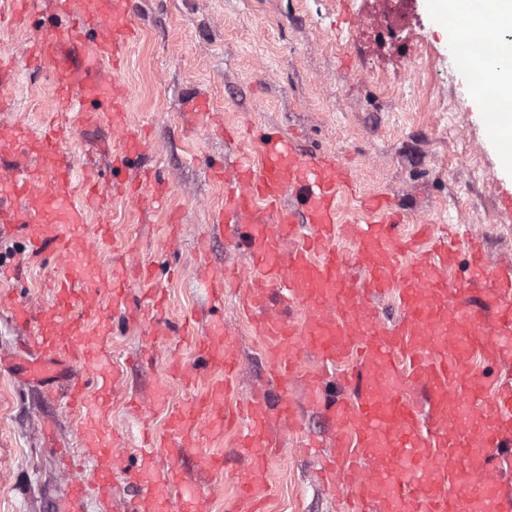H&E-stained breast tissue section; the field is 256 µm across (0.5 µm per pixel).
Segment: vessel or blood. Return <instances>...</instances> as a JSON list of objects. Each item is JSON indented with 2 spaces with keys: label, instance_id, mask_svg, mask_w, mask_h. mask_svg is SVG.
<instances>
[{
  "label": "vessel or blood",
  "instance_id": "vessel-or-blood-1",
  "mask_svg": "<svg viewBox=\"0 0 512 512\" xmlns=\"http://www.w3.org/2000/svg\"><path fill=\"white\" fill-rule=\"evenodd\" d=\"M67 24L31 39L22 54L0 52V107L6 103V76L18 59L52 72L62 111L79 121H108L119 136L113 165L122 168L146 148L132 129L128 84L118 78L137 31L131 0H55ZM37 0H5L0 27L24 26ZM487 31H475L461 45L497 83L502 60L486 56ZM63 126L50 117L39 133L23 125L0 127V233L20 236L32 255L52 254L64 273L54 279L57 302L32 316L15 306L13 319L24 337L10 362L24 366L29 379L47 382L67 376L70 356L82 353L84 374L101 395L111 393L116 376L102 342L89 339L86 321L98 320L99 304L86 293L91 276L71 245L91 208L105 209L91 173H75L55 140ZM227 190L218 223L237 227L247 263L234 273L211 271L207 282L216 301L250 286L242 303L279 375L293 373L280 345L299 338L319 360L309 374L310 405L323 406L339 430L336 461L321 480L331 491L353 493L352 512H502L497 482L512 477V382L465 372L473 355L494 364L512 361V265L495 263L479 248L469 253L470 282L491 281L487 306L496 315L463 307L465 289L452 287L459 234L435 232L427 222L414 234L384 199L365 198L378 220L340 222L337 191L353 173L335 157L304 154L285 135L254 140L232 171L216 169ZM356 248L365 276L352 280L336 252V237ZM394 294L399 319L379 322L366 293ZM236 369L232 341L214 326L189 372L186 384L213 371L223 372L204 396L183 404L169 418L188 447L201 448L236 429L239 446L255 470L240 490L243 503L263 500L269 491L268 461L275 447L267 416L257 402L226 412L224 398ZM343 375L356 400L330 395L327 381ZM67 400L83 412L85 444L100 461L97 489L112 482L115 442L103 428L100 399L84 398L78 377H70ZM166 443L144 437L129 474L133 494L127 512H203L212 497L208 486L184 488L175 469L159 471L156 458ZM371 458V477H362L358 457Z\"/></svg>",
  "mask_w": 512,
  "mask_h": 512
}]
</instances>
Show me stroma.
<instances>
[{"label":"stroma","instance_id":"stroma-1","mask_svg":"<svg viewBox=\"0 0 512 512\" xmlns=\"http://www.w3.org/2000/svg\"><path fill=\"white\" fill-rule=\"evenodd\" d=\"M373 2L133 0L138 37L120 77L132 90L131 123L148 132L144 163L167 186V204L113 199L112 245L95 247V215L75 237L77 254L97 275L91 290L96 300L109 302L112 267L128 260L151 272L149 280L130 281L132 292L163 289L168 317L193 319L196 334L218 321L231 329L239 374L228 407L258 392L292 400L297 428L270 422L282 451L270 464L264 512H348L350 503L322 485L321 456L297 452L304 440L328 446L337 435L336 425L304 398L301 375L313 367V355L297 344L285 347L299 373L275 381L239 296L214 303L198 278L200 267L232 268L244 260L232 228L212 222L224 205V185L210 178V166H232L250 136L273 127L297 135L305 152L338 156L355 172L360 192L389 195L407 220L471 228L492 261H512V208L499 200L501 163L484 120L486 101L449 52L447 27L428 0H403L408 23L374 33L361 15ZM57 21L52 0H41L27 26L0 29V51L19 49ZM420 38L435 57L432 83L425 87L414 85L408 70ZM10 85L11 108L0 112V123L38 124L53 104L50 76L23 65ZM194 96L208 99L211 123L184 111L183 102ZM112 140L108 124H78L61 147L75 168L95 163L105 187L114 173L103 148ZM129 240L136 250L128 256L119 247ZM58 273V264L45 258L0 291L47 308L54 302L48 283ZM107 323L112 365L120 372L109 401L111 427L127 439L112 482L111 512H123L126 471L135 464L141 437L166 432L170 410L187 396L170 365L190 364L198 350L194 336L153 335L144 312L112 315ZM55 390L0 366V512H58L72 478L67 459L86 476L97 467L83 450L77 410L61 404ZM207 455L222 458L223 469L209 470ZM157 466L176 467L185 485L212 487L210 512H232L234 482L246 475L249 461L228 434L202 449L165 453Z\"/></svg>","mask_w":512,"mask_h":512}]
</instances>
